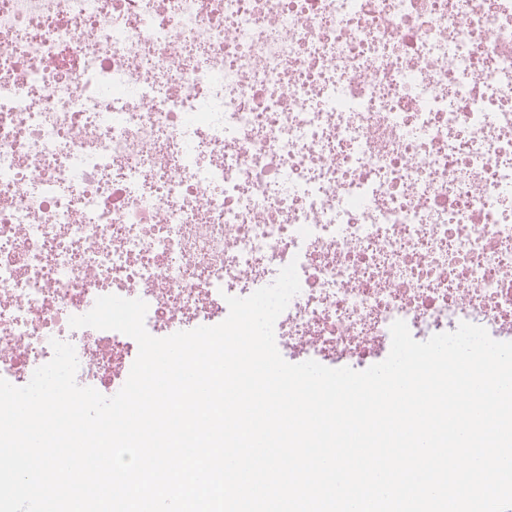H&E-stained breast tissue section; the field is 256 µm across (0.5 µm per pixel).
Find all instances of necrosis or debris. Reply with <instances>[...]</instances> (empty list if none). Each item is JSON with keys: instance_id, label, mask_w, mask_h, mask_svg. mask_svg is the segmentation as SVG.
I'll return each instance as SVG.
<instances>
[{"instance_id": "obj_1", "label": "necrosis or debris", "mask_w": 512, "mask_h": 512, "mask_svg": "<svg viewBox=\"0 0 512 512\" xmlns=\"http://www.w3.org/2000/svg\"><path fill=\"white\" fill-rule=\"evenodd\" d=\"M296 263L275 341L364 363L512 325V0H0V377L155 337Z\"/></svg>"}]
</instances>
